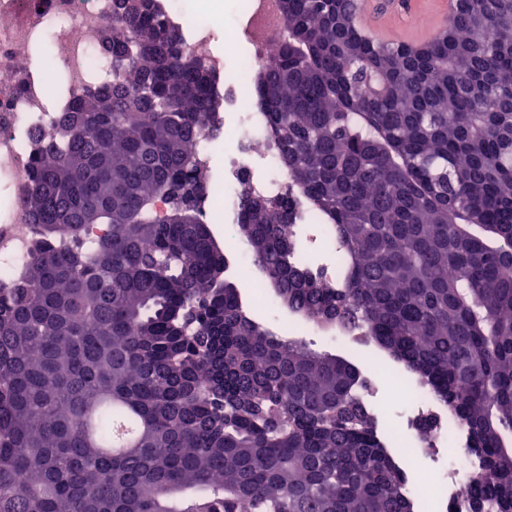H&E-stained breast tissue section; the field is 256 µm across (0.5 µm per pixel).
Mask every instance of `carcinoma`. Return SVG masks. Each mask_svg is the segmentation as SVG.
Instances as JSON below:
<instances>
[{
	"label": "carcinoma",
	"instance_id": "1",
	"mask_svg": "<svg viewBox=\"0 0 512 512\" xmlns=\"http://www.w3.org/2000/svg\"><path fill=\"white\" fill-rule=\"evenodd\" d=\"M155 2L115 0L122 77L35 134L41 240L0 287V512H414L358 365L274 336L223 271L197 217L213 76ZM280 2L256 92L288 186L244 188L235 234L292 314L363 331L448 406L469 506L512 512V0H456L420 57L355 0ZM300 199L334 283L294 261ZM388 0H376L381 14L392 13L395 7L388 5ZM375 0H358L356 5L357 19L362 29L374 40H389L390 37L374 20L377 14V4Z\"/></svg>",
	"mask_w": 512,
	"mask_h": 512
}]
</instances>
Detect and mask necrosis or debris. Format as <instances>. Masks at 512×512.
Masks as SVG:
<instances>
[{
    "instance_id": "4bbe7bcc",
    "label": "necrosis or debris",
    "mask_w": 512,
    "mask_h": 512,
    "mask_svg": "<svg viewBox=\"0 0 512 512\" xmlns=\"http://www.w3.org/2000/svg\"><path fill=\"white\" fill-rule=\"evenodd\" d=\"M187 0H159L164 20L180 35L187 50L204 57L208 68L224 78L223 136L201 135L196 158L210 164L224 152V174L202 206L212 223L233 224L244 188L263 194L284 190L288 176L277 148L265 137L266 115L260 105L242 110L240 98L253 86L259 69L278 59L286 26L280 0H242L232 23L221 14L189 16ZM114 0H0V188L10 200L0 204V285L10 286L24 274L39 238L24 206L29 160L36 150L33 133L53 132L61 113L70 111L84 91L111 80L112 57L102 48L106 26H118ZM224 30V49L214 51L216 28ZM47 46L53 60L45 67L31 58L32 49ZM320 226L302 213L294 258L297 263L336 276V256L322 249ZM402 410L405 429L414 433L423 416L439 422L420 445L427 469L409 485L417 494L429 481V469L440 471L435 512H466L458 493L461 451L467 435L452 427L447 407L422 385L408 387Z\"/></svg>"
}]
</instances>
